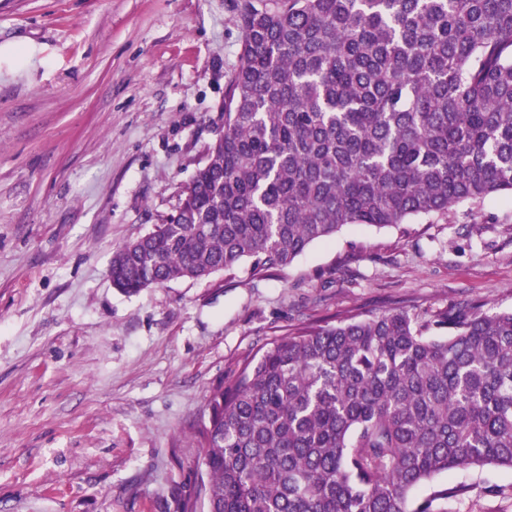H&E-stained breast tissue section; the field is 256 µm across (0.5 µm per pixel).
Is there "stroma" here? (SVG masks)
Wrapping results in <instances>:
<instances>
[{
  "label": "stroma",
  "instance_id": "stroma-1",
  "mask_svg": "<svg viewBox=\"0 0 512 512\" xmlns=\"http://www.w3.org/2000/svg\"><path fill=\"white\" fill-rule=\"evenodd\" d=\"M236 0H0V512H183L213 388L301 324L512 309V196L344 227L291 265L134 295L107 267L174 212L223 123ZM512 512V470H450Z\"/></svg>",
  "mask_w": 512,
  "mask_h": 512
}]
</instances>
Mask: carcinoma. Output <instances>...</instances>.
I'll return each mask as SVG.
<instances>
[{
	"label": "carcinoma",
	"instance_id": "1",
	"mask_svg": "<svg viewBox=\"0 0 512 512\" xmlns=\"http://www.w3.org/2000/svg\"><path fill=\"white\" fill-rule=\"evenodd\" d=\"M237 7L224 135L175 212L113 253L118 291L246 259L266 276L348 225L512 195V0ZM208 407V512H453L446 490L409 495L445 471L512 469V310L312 323Z\"/></svg>",
	"mask_w": 512,
	"mask_h": 512
}]
</instances>
